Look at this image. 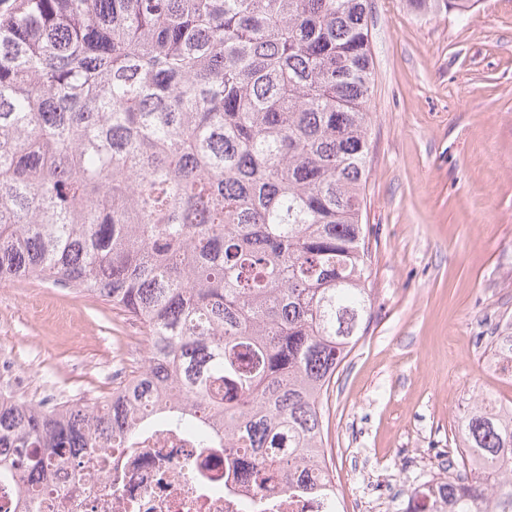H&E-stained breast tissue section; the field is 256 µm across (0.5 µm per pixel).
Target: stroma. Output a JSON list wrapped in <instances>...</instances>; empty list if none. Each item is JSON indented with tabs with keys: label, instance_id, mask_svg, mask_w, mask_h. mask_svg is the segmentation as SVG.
Segmentation results:
<instances>
[{
	"label": "stroma",
	"instance_id": "obj_1",
	"mask_svg": "<svg viewBox=\"0 0 512 512\" xmlns=\"http://www.w3.org/2000/svg\"><path fill=\"white\" fill-rule=\"evenodd\" d=\"M374 88L362 222L375 295L366 334L324 403L338 493L361 512L397 507L457 457L460 420L512 401L493 340L512 334V0L414 15L370 0ZM62 310L40 320L32 306ZM110 304L42 279L0 285V347L19 400L89 401L124 337Z\"/></svg>",
	"mask_w": 512,
	"mask_h": 512
}]
</instances>
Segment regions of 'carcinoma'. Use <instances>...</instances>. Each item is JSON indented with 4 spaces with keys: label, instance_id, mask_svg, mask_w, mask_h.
<instances>
[{
    "label": "carcinoma",
    "instance_id": "carcinoma-1",
    "mask_svg": "<svg viewBox=\"0 0 512 512\" xmlns=\"http://www.w3.org/2000/svg\"><path fill=\"white\" fill-rule=\"evenodd\" d=\"M477 0H406L463 14ZM368 0H23L0 21V284L39 278L141 324L93 402L0 399V471L33 482L153 417L305 482L324 398L374 304L360 224ZM443 512H512V409L461 420Z\"/></svg>",
    "mask_w": 512,
    "mask_h": 512
}]
</instances>
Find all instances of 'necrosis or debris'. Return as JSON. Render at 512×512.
I'll use <instances>...</instances> for the list:
<instances>
[{
	"instance_id": "necrosis-or-debris-1",
	"label": "necrosis or debris",
	"mask_w": 512,
	"mask_h": 512,
	"mask_svg": "<svg viewBox=\"0 0 512 512\" xmlns=\"http://www.w3.org/2000/svg\"><path fill=\"white\" fill-rule=\"evenodd\" d=\"M244 461L238 449L199 447L192 433L160 422L136 444L79 451L75 464L89 480L71 481L72 466L59 467L30 501L20 500L16 476L1 475L0 512H335V499L289 492L287 479L259 485Z\"/></svg>"
}]
</instances>
